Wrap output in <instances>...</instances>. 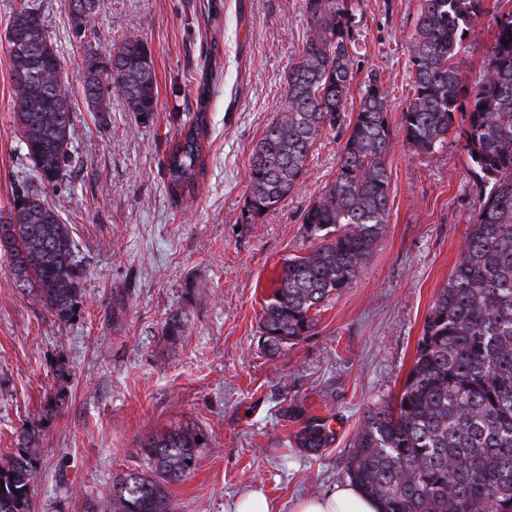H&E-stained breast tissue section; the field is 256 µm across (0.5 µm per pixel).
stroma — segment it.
I'll use <instances>...</instances> for the list:
<instances>
[{"label": "stroma", "instance_id": "35a3bbf8", "mask_svg": "<svg viewBox=\"0 0 512 512\" xmlns=\"http://www.w3.org/2000/svg\"><path fill=\"white\" fill-rule=\"evenodd\" d=\"M37 2L75 118L72 162L46 196L73 231L86 291L79 312L57 320L17 288L0 256V466L30 434V512H84L90 501L108 512L116 476L148 468L140 440L187 427L205 446L170 487L175 512H230L257 488L290 512L294 499L345 483L353 437L369 410L401 392L483 192L458 142L429 155L400 128L420 0H351L348 111L377 76L393 128L388 222L354 283L319 312L314 335L274 355L260 340L263 306L285 259L306 253L301 215L334 178L348 137L319 135L295 190L259 223L242 222L251 154L282 111L286 72L308 33L304 0H101L99 53L132 33L151 50L158 110L146 124L116 97L109 111L88 110L69 12L63 0ZM18 3L0 0V209L30 174L5 41ZM496 11L486 0L468 42L471 77ZM208 67L204 174L194 199L177 206L163 158L197 110ZM175 312L185 328L172 341L162 330ZM315 419L333 436L310 453L296 436Z\"/></svg>", "mask_w": 512, "mask_h": 512}]
</instances>
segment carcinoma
Returning <instances> with one entry per match:
<instances>
[{"mask_svg": "<svg viewBox=\"0 0 512 512\" xmlns=\"http://www.w3.org/2000/svg\"><path fill=\"white\" fill-rule=\"evenodd\" d=\"M100 0H64L83 50L87 107L106 112L112 96L149 122L158 110L152 54L137 35L93 49ZM485 0H421L410 54L414 96L401 113L406 140L434 154L456 134L475 176L490 186L479 199L458 260L425 318L412 368L395 400L376 405L354 436L346 475L383 512H512V5L501 0L497 27L479 77H469L466 41ZM309 21L298 61L288 68L283 111L257 143L248 170L242 221L254 224L301 181L318 136L343 125L354 80L350 0H305ZM13 123L34 180L65 176L74 136L71 96L41 12L23 0L10 20ZM508 44H503L502 40ZM179 139L168 145L166 189L180 206L203 175L208 138L205 95ZM461 113L463 123L455 124ZM336 176L305 211L307 253L286 260L264 306L261 333L272 351L314 334L320 304L349 287L382 235L388 217L387 156L392 130L380 81L364 83L349 122ZM0 251L18 288L66 321L84 295L69 225L44 192L25 186L0 210ZM185 324L164 323L174 339ZM198 434L178 427L151 434L140 450L150 473L118 477L112 512H173L168 484L195 467ZM332 439L312 421L297 436L316 452ZM36 449L26 445L0 467V512H29Z\"/></svg>", "mask_w": 512, "mask_h": 512, "instance_id": "cac0c4a2", "label": "carcinoma"}]
</instances>
